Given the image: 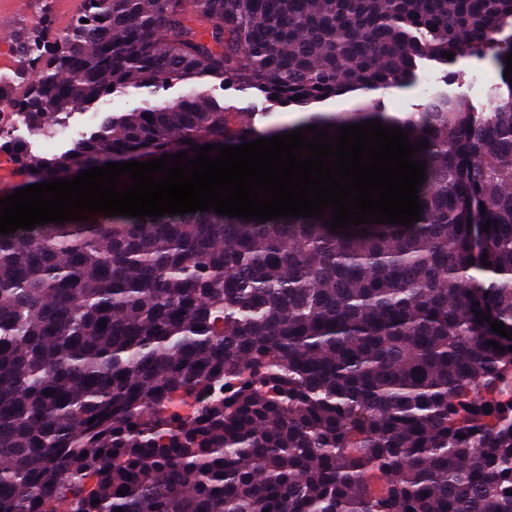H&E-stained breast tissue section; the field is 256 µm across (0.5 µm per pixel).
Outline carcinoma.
I'll return each mask as SVG.
<instances>
[{
  "instance_id": "1",
  "label": "carcinoma",
  "mask_w": 512,
  "mask_h": 512,
  "mask_svg": "<svg viewBox=\"0 0 512 512\" xmlns=\"http://www.w3.org/2000/svg\"><path fill=\"white\" fill-rule=\"evenodd\" d=\"M511 21L512 0H82L67 31L22 40L40 79L15 105L52 133L129 82L210 77L308 109L445 52L503 72ZM503 84L480 116L443 89L404 117L293 126L428 142L409 228L209 210L0 234V512H512V338L477 318L512 329ZM276 135L195 91L20 161L29 186Z\"/></svg>"
}]
</instances>
